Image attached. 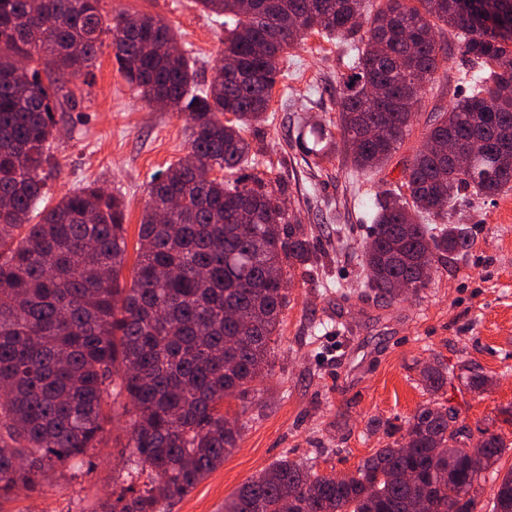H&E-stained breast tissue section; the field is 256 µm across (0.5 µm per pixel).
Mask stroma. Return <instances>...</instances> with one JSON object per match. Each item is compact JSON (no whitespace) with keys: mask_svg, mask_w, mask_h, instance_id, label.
Returning <instances> with one entry per match:
<instances>
[{"mask_svg":"<svg viewBox=\"0 0 512 512\" xmlns=\"http://www.w3.org/2000/svg\"><path fill=\"white\" fill-rule=\"evenodd\" d=\"M107 6L164 18L180 48L197 59L199 81L211 80L224 27L195 0H108ZM439 39L445 51L416 122L388 164L370 176L353 173L336 149L320 165L305 163L294 140L296 124L335 122L353 38L311 34L284 57L285 76L267 120L247 133L254 158L244 170L263 173L281 191L287 212L307 226L313 260L291 274L260 392L224 400L225 416L243 427L237 448L194 489L169 500L166 512H224L225 498L284 456L315 463L325 474L354 473L390 435H404L429 399L422 370L436 358L455 372L491 377L480 394L453 380L446 397L463 407L470 429L489 424L512 439V190L454 213L453 222L472 226L473 246L440 267L423 293L386 304L354 292L372 197L396 186L404 161L424 141L429 116L465 95V79L475 70L461 51L460 32ZM80 92L78 106L59 118L58 167L47 178V202L91 182L123 195L127 256L120 285L126 288L149 182L186 155L189 130L184 117L139 99L111 48L98 53ZM129 430V416L117 415L90 469L57 471L39 493H18L0 503V512H97L133 457Z\"/></svg>","mask_w":512,"mask_h":512,"instance_id":"obj_1","label":"stroma"}]
</instances>
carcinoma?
<instances>
[{"label":"carcinoma","instance_id":"cac0c4a2","mask_svg":"<svg viewBox=\"0 0 512 512\" xmlns=\"http://www.w3.org/2000/svg\"><path fill=\"white\" fill-rule=\"evenodd\" d=\"M103 0H0V501L38 493L48 474L101 447L121 396L134 467L144 488L100 512H164L224 463L241 428L224 398L268 375L272 337L287 304L285 270L312 260L308 231L287 216L261 177L231 178L248 158L247 129L266 117L287 49L311 32L364 30L340 81L336 129L351 167L379 171L416 118L443 47L437 23L466 33L479 67L469 93L430 116L403 180L375 196L360 247V296L387 303L430 287L432 272L468 251L471 227L451 224L468 196L512 189V0H196L225 17L215 76L199 86L163 19L112 14ZM111 36L118 72L148 105L185 117L188 157L154 177L137 241L132 286L122 288L125 202L88 184L55 205L45 170L58 106L78 105L68 84ZM484 145L460 168L448 141ZM320 165L330 128L297 135ZM223 177H210L214 170ZM39 221L32 222L33 217ZM431 395L406 434L351 475L322 474L286 457L242 485L224 512H476L480 481L512 440L490 431L473 463L469 427L439 402L448 367L422 371ZM481 393L491 379L472 372ZM491 512H512V470L493 478Z\"/></svg>","mask_w":512,"mask_h":512}]
</instances>
